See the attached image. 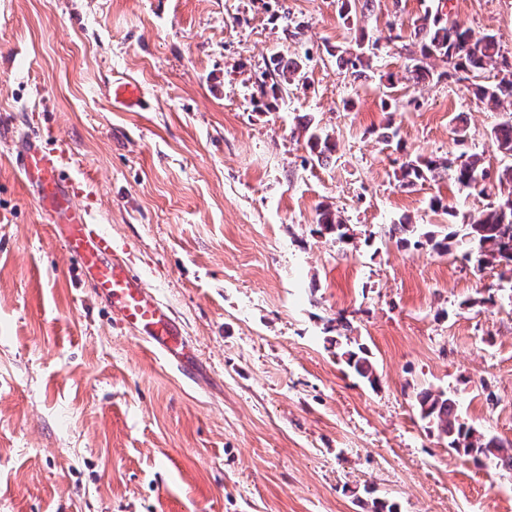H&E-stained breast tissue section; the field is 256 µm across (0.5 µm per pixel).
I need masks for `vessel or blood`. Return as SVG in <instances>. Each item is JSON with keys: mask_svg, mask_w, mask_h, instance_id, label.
<instances>
[{"mask_svg": "<svg viewBox=\"0 0 512 512\" xmlns=\"http://www.w3.org/2000/svg\"><path fill=\"white\" fill-rule=\"evenodd\" d=\"M112 98L128 109L145 105L140 89L130 83H114ZM15 163L53 238L110 305L115 321L136 331L153 353L184 378L193 379L197 355L190 337L168 305L119 253L111 233L77 203L79 186L65 170L63 151L47 148L40 138L24 134L15 142Z\"/></svg>", "mask_w": 512, "mask_h": 512, "instance_id": "obj_1", "label": "vessel or blood"}]
</instances>
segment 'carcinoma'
Masks as SVG:
<instances>
[{
	"label": "carcinoma",
	"mask_w": 512,
	"mask_h": 512,
	"mask_svg": "<svg viewBox=\"0 0 512 512\" xmlns=\"http://www.w3.org/2000/svg\"><path fill=\"white\" fill-rule=\"evenodd\" d=\"M414 40L419 56L413 58V78L424 80L432 76L428 60L439 58L448 65L444 75L450 77L464 73L474 78L472 86L477 99L494 103L507 100L512 103V54L508 55L502 50L495 35L485 33L475 36L468 29L448 23L440 12L427 9L418 18ZM330 55L336 56V62L341 66L356 72L365 67L362 52L338 49L330 52ZM304 66L305 62L299 56H273L269 75L276 81L270 86L272 92L276 94L300 79ZM486 73L493 76L492 81L479 80ZM302 130L311 156L319 162L330 158L336 150L335 142L313 127L309 120L302 122ZM491 137L500 153L512 157L511 120L494 128ZM448 173L460 187H479L483 193L486 192V181L491 178L512 184V165L492 175L480 156L464 153L444 160L421 156L410 159L400 167L399 182L403 187H411L420 181L434 180ZM318 225L320 234H334L340 241L350 238L347 225L330 210L319 214ZM390 232L399 245L411 244L415 248L428 246L438 253H446L458 246L464 249L467 258L477 254L478 264H496L512 273V192L489 204L479 215L464 217L462 223L451 225L450 230L443 234L423 232L417 224L402 223L392 225ZM345 355L348 365L359 376L375 382L373 364L363 345L355 344L354 349L345 351ZM416 404L420 417L434 424L439 437L447 441L448 449L476 462L493 458L497 465L512 470V444L507 446L502 440L480 433L461 422L453 397L443 391L425 388L416 393Z\"/></svg>",
	"instance_id": "1"
}]
</instances>
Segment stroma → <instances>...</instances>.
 <instances>
[{
  "label": "stroma",
  "instance_id": "35a3bbf8",
  "mask_svg": "<svg viewBox=\"0 0 512 512\" xmlns=\"http://www.w3.org/2000/svg\"><path fill=\"white\" fill-rule=\"evenodd\" d=\"M439 1L344 18L340 0H0V512H512V472L448 449L415 406L446 391L512 442V282L388 236L488 202L448 177L400 186L406 158L512 162L491 141L512 107L409 79L410 34ZM443 1L512 51V0ZM356 45L363 75L326 53ZM275 53L307 62L271 97ZM120 77L146 109L111 104ZM305 117L336 143L326 162ZM23 132L65 145L78 203L183 321L197 381L80 282L18 175ZM324 207L350 242L316 233ZM341 316L376 384L335 344ZM354 350H347L343 355H347V363L362 378L367 379L370 383L376 380L373 364L369 356L368 350L361 344L353 345Z\"/></svg>",
  "mask_w": 512,
  "mask_h": 512
}]
</instances>
